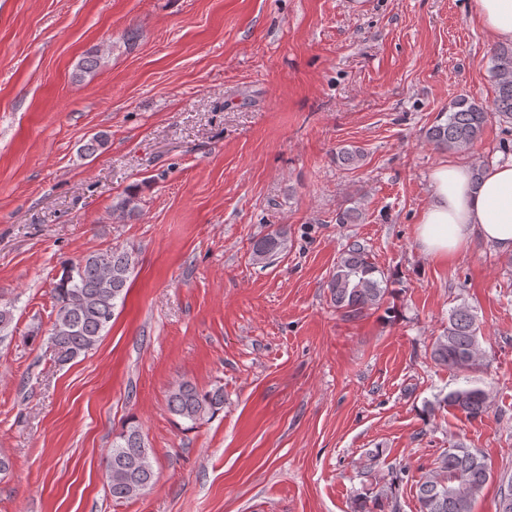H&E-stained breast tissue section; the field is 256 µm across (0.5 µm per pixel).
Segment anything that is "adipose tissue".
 Masks as SVG:
<instances>
[{
	"instance_id": "1",
	"label": "adipose tissue",
	"mask_w": 512,
	"mask_h": 512,
	"mask_svg": "<svg viewBox=\"0 0 512 512\" xmlns=\"http://www.w3.org/2000/svg\"><path fill=\"white\" fill-rule=\"evenodd\" d=\"M475 12L495 40L512 41V0H475ZM430 185L431 199L416 230L424 253L445 260L477 237L512 255V160L492 166L477 184L465 166L441 165Z\"/></svg>"
}]
</instances>
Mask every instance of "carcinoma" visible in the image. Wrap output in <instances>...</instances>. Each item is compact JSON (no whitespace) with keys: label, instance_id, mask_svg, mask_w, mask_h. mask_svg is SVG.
I'll use <instances>...</instances> for the list:
<instances>
[{"label":"carcinoma","instance_id":"cac0c4a2","mask_svg":"<svg viewBox=\"0 0 512 512\" xmlns=\"http://www.w3.org/2000/svg\"><path fill=\"white\" fill-rule=\"evenodd\" d=\"M492 77L496 97L492 108L461 97L448 105L444 120L431 126L427 141L437 149L468 150L478 140L489 111L512 119V43L497 46L492 53ZM287 245V233L279 228L256 239L252 258L268 264ZM134 269L132 253L120 247L86 255L63 265L52 288L55 318L49 341L56 360L65 364L94 349L112 326L117 303L124 300ZM331 300L346 320H356L381 308L389 294L388 279L370 259L365 241L350 240L336 262L329 282ZM480 326L471 306L463 303L451 310L448 326L430 347L434 363L450 371H468L479 365L483 352ZM465 415L481 419L491 409L488 391L470 380L437 399ZM224 408V388L201 391L189 380L175 382L167 395L168 412L196 426ZM494 480L492 470L479 452L458 444L441 453L417 483L419 512H474L484 487ZM498 480L499 512H512V476ZM109 494L116 501H129L149 492L156 473L151 449L139 424L130 422L112 440L106 462ZM389 489L359 494L357 512H384Z\"/></svg>","mask_w":512,"mask_h":512}]
</instances>
